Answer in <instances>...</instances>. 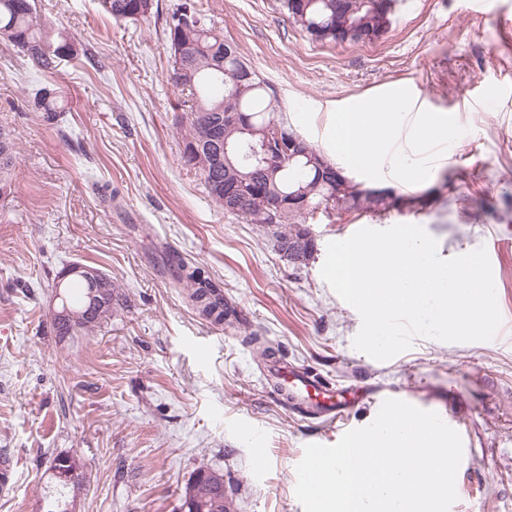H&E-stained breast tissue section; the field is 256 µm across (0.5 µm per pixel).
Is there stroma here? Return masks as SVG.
<instances>
[{
  "label": "stroma",
  "mask_w": 512,
  "mask_h": 512,
  "mask_svg": "<svg viewBox=\"0 0 512 512\" xmlns=\"http://www.w3.org/2000/svg\"><path fill=\"white\" fill-rule=\"evenodd\" d=\"M181 2L154 0L147 20L118 23L98 0H35L38 22L77 49L49 77L0 42V126L17 148L0 198V458L14 470L0 512H41L59 454L87 477L73 512H179L203 463L223 472L234 512H303L296 466L306 445L337 433L265 385L253 331L334 387L368 391L349 426L375 419L378 390L453 414L466 457L450 512H512V47L500 44L512 0L479 12L472 0H398L381 39L343 45L305 36L280 0H198L317 149L330 145L331 114L392 90L448 137L426 152L423 182L349 166L350 180L404 196L450 183L494 207L476 220L443 200L382 216L321 210L300 266L266 226L225 214L181 159L166 35ZM45 85L68 100L54 125L31 104ZM397 224L423 227L444 259L486 249L503 318L492 340L418 338L387 361L354 348L361 318L321 276L326 246ZM172 253L220 284L244 325L202 319L174 281ZM76 262L110 274L121 301L95 336L62 339L53 286Z\"/></svg>",
  "instance_id": "35a3bbf8"
}]
</instances>
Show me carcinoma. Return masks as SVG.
<instances>
[{
	"instance_id": "1",
	"label": "carcinoma",
	"mask_w": 512,
	"mask_h": 512,
	"mask_svg": "<svg viewBox=\"0 0 512 512\" xmlns=\"http://www.w3.org/2000/svg\"><path fill=\"white\" fill-rule=\"evenodd\" d=\"M140 0H98L103 13L117 22L145 19L149 10L139 9ZM356 0H306L304 11H299L294 0H282L281 6L293 24L309 34L316 30L323 41L337 45L359 42L351 34L355 22L375 38L384 31L382 25H390L396 0H382L384 8L375 10L369 5L357 12ZM190 11L188 20L179 15ZM34 0H0V39L11 43L27 55L35 68L43 74L56 72L60 62L74 56L73 42L55 31L50 25H41L33 16ZM166 35L173 53H182L181 60H173L170 80L187 90L183 101L185 121L181 124L182 159L203 177L205 189L210 197L224 194L226 188L237 183L252 189L249 199L242 205L224 207V213L246 221L249 224H265L273 230V238L283 243L293 231L314 215L317 210L336 209V198L343 200L346 212H365L382 215L398 203H410L424 207L429 196L420 195L404 198L395 196L391 202L375 196L371 189L357 183L350 184L341 195H336V185L314 186L315 169L310 159L301 155L292 161H283L280 170L271 178L257 168L259 160L250 158V145L258 144L260 137L244 136L234 129L224 128V113L240 112L247 123L262 129L272 123L296 135L279 114L277 94L274 88L260 76L251 79L253 87L241 93L233 89L230 80L217 81L216 67L222 66L228 72L250 67L239 53L236 45L214 32L207 25L205 15L193 3H182L170 18ZM36 111L42 113L43 121L53 125L61 112L65 111L64 100L59 91L51 88L37 90L32 100ZM234 146L229 160H224V139ZM15 143L11 132L0 128V196L10 192L15 170ZM309 192L308 205L292 211H284L273 219L264 210L273 198L288 202L298 191ZM178 283L189 288L188 297L198 313L218 324L227 323L234 311L224 302L219 285L205 271L186 263L176 256ZM102 287L95 290L79 276L70 275L56 282L59 309L65 316H52L55 335L89 336L102 324L112 318V311L119 305V295L112 283V277L100 272ZM70 467L78 470L77 478L63 485H53L43 497L44 512H67V506L86 490V477L81 472L82 464L71 458ZM201 496L205 498L204 508L195 512H232L233 504L224 492V484L204 487Z\"/></svg>"
}]
</instances>
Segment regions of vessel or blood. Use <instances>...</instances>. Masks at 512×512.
Returning a JSON list of instances; mask_svg holds the SVG:
<instances>
[{
    "label": "vessel or blood",
    "instance_id": "obj_1",
    "mask_svg": "<svg viewBox=\"0 0 512 512\" xmlns=\"http://www.w3.org/2000/svg\"><path fill=\"white\" fill-rule=\"evenodd\" d=\"M262 374L266 381L287 389L288 407L293 413L330 428L346 426L357 402L356 397L338 394L315 375L284 359L266 361Z\"/></svg>",
    "mask_w": 512,
    "mask_h": 512
}]
</instances>
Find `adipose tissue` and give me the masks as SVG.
Listing matches in <instances>:
<instances>
[{
  "instance_id": "obj_1",
  "label": "adipose tissue",
  "mask_w": 512,
  "mask_h": 512,
  "mask_svg": "<svg viewBox=\"0 0 512 512\" xmlns=\"http://www.w3.org/2000/svg\"><path fill=\"white\" fill-rule=\"evenodd\" d=\"M433 127L431 120L365 104L333 116L331 148L351 166L371 169L387 165L401 176L420 180L427 173L420 155L429 145ZM407 138L414 139L415 152L403 150L401 142Z\"/></svg>"
}]
</instances>
